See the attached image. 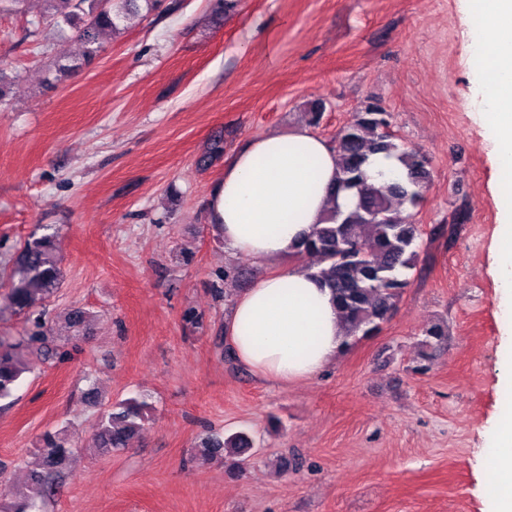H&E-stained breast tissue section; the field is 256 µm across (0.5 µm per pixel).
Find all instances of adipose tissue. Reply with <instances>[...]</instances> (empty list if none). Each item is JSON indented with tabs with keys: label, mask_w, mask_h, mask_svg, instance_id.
I'll return each instance as SVG.
<instances>
[{
	"label": "adipose tissue",
	"mask_w": 512,
	"mask_h": 512,
	"mask_svg": "<svg viewBox=\"0 0 512 512\" xmlns=\"http://www.w3.org/2000/svg\"><path fill=\"white\" fill-rule=\"evenodd\" d=\"M336 176L335 153L308 127L268 132L234 154L207 201L208 222L232 251L290 256L321 223ZM224 331L245 367L284 383L314 377L344 343L330 289L297 264L258 276Z\"/></svg>",
	"instance_id": "adipose-tissue-1"
}]
</instances>
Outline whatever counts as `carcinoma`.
Here are the masks:
<instances>
[{"instance_id":"obj_1","label":"carcinoma","mask_w":512,"mask_h":512,"mask_svg":"<svg viewBox=\"0 0 512 512\" xmlns=\"http://www.w3.org/2000/svg\"><path fill=\"white\" fill-rule=\"evenodd\" d=\"M49 4L42 20L64 36L73 30L83 43L82 57L54 67L53 80L94 61L100 53L99 36L116 32L120 21L144 11L149 17L162 0H44ZM391 113L377 102L365 104L340 127L332 146L339 157L336 185L329 191L331 206L311 235L299 241L295 255L316 258L306 266L326 285L346 327L345 346L377 332L392 315L402 290L407 286L403 271L418 261L420 230L402 217L406 205L417 206L430 181L427 158L418 151H406L390 132ZM397 159L404 176L378 187L367 184L364 166L372 155ZM353 191L355 206L344 212L336 204L338 194ZM17 280L7 295L9 305L24 310L45 303L60 287L62 271L54 245V235L32 233L16 258ZM448 339V328L434 323L425 331L421 359L430 360ZM34 346L51 355L54 349L42 332V323L18 342L0 338V401L13 397L26 372L17 350ZM144 396L119 400L102 413L96 423L93 447L118 451L129 447L143 428L147 410ZM248 437L239 432L229 436L211 435L203 442L207 454L215 458L239 457L248 450ZM40 468L30 472L26 493L11 502L6 512H32L37 502L51 497L61 487L64 470L73 453L71 442L59 432H47L40 440Z\"/></svg>"}]
</instances>
